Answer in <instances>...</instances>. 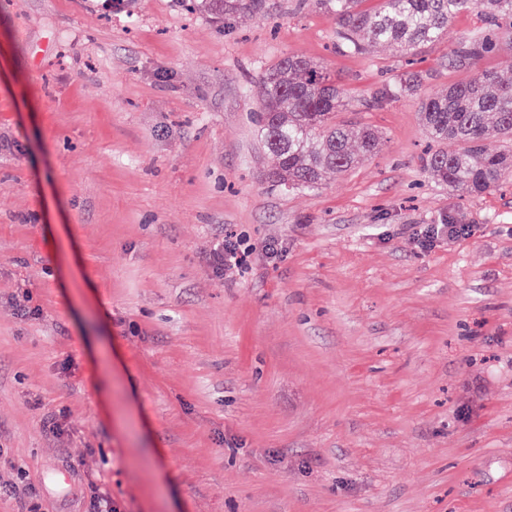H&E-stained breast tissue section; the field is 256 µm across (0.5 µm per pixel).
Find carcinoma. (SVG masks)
Instances as JSON below:
<instances>
[{"instance_id":"obj_1","label":"carcinoma","mask_w":512,"mask_h":512,"mask_svg":"<svg viewBox=\"0 0 512 512\" xmlns=\"http://www.w3.org/2000/svg\"><path fill=\"white\" fill-rule=\"evenodd\" d=\"M336 16V39L350 53L371 44L397 53L414 51L442 40L453 18L477 11L486 28L477 38L458 42L448 66L464 68L512 40V0H312ZM201 12L218 20L237 12L258 13L262 0H195ZM421 78L403 73L386 90L393 97L411 93L419 98V115L435 143L452 141L454 151L436 150L423 160L429 177L455 191L475 196L491 193L512 182V78L482 69L467 80L434 93L420 94ZM347 93L336 75L299 55H285L260 78L256 99L259 136L274 161L267 180L276 187L315 189L327 175H338L371 159L383 147L373 128H353L336 121ZM503 141L492 151L485 145L490 133Z\"/></svg>"}]
</instances>
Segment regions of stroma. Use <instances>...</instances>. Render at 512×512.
<instances>
[{"mask_svg":"<svg viewBox=\"0 0 512 512\" xmlns=\"http://www.w3.org/2000/svg\"><path fill=\"white\" fill-rule=\"evenodd\" d=\"M483 29L354 54L302 0H0V512H512V189L435 183L416 97L381 96L467 79ZM287 54L385 137L316 189L266 179ZM452 209L470 234L417 247ZM195 6L211 18L224 20L234 17L238 11L249 10L260 13L262 0H197ZM209 258L212 266L219 271L236 268L240 266L244 260L239 248L226 240L224 244L214 247Z\"/></svg>","mask_w":512,"mask_h":512,"instance_id":"1","label":"stroma"}]
</instances>
